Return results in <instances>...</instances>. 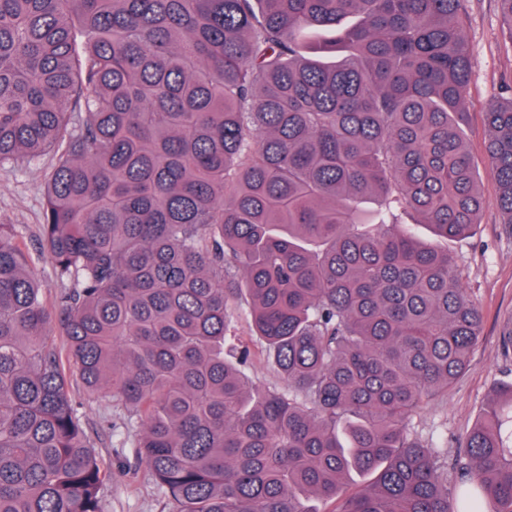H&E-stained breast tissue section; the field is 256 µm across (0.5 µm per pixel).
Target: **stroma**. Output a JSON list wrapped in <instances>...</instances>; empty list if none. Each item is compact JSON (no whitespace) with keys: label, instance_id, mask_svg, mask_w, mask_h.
I'll use <instances>...</instances> for the list:
<instances>
[{"label":"stroma","instance_id":"35a3bbf8","mask_svg":"<svg viewBox=\"0 0 512 512\" xmlns=\"http://www.w3.org/2000/svg\"><path fill=\"white\" fill-rule=\"evenodd\" d=\"M464 34L470 52L465 143L478 172L482 206L473 233L450 242L449 247L456 256L461 286L481 311L483 329L468 367L447 396L425 405L410 423L417 438L437 447L449 468L448 488L454 497L469 486L453 467L460 442L488 402L495 380L512 371V355H505L501 344L503 329L512 318V226L502 221L498 185L487 153L490 129L486 111L512 95V37L503 26L498 0H468ZM52 164L47 154L0 170V224L13 226L15 240L28 253L33 273L44 288V302L50 308L57 305L65 289L39 245ZM229 319L239 340L249 345L244 367L249 381L262 388L281 387L279 372L252 334L246 303L233 304ZM69 389L89 445L111 472L101 492L104 512H169L171 504L146 464L134 449L121 445L122 413L107 402L89 399L77 373H70Z\"/></svg>","mask_w":512,"mask_h":512}]
</instances>
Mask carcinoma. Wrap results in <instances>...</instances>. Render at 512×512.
Wrapping results in <instances>:
<instances>
[{
    "instance_id": "1",
    "label": "carcinoma",
    "mask_w": 512,
    "mask_h": 512,
    "mask_svg": "<svg viewBox=\"0 0 512 512\" xmlns=\"http://www.w3.org/2000/svg\"><path fill=\"white\" fill-rule=\"evenodd\" d=\"M467 0H0V170L53 155L41 246L0 225V512H102L65 363L127 415L171 512H455L409 429L480 336L448 241L481 198ZM512 224V95L487 112ZM377 208L367 210L366 205ZM284 382L251 384L228 307ZM63 328V360L51 331ZM457 459L512 512V380ZM368 478L366 476H360L353 474L350 477V480L345 485V490L341 494L339 498H337L335 501H329V502H322L318 500L311 499L309 502H307V505L310 508L324 511V510H340L344 507L345 501L349 494L359 485H361L363 482H365Z\"/></svg>"
}]
</instances>
